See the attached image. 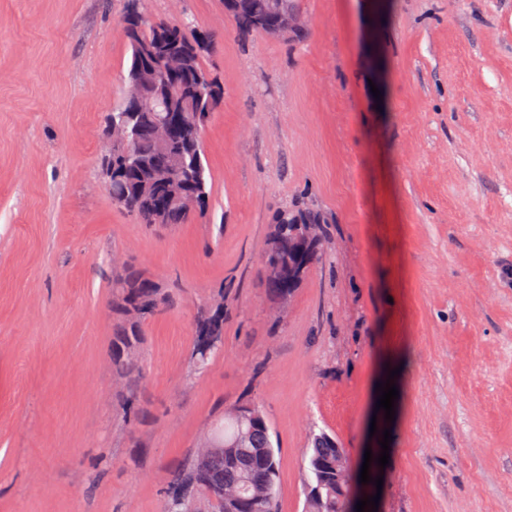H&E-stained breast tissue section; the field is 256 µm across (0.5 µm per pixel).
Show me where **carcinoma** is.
<instances>
[{"instance_id": "cac0c4a2", "label": "carcinoma", "mask_w": 512, "mask_h": 512, "mask_svg": "<svg viewBox=\"0 0 512 512\" xmlns=\"http://www.w3.org/2000/svg\"><path fill=\"white\" fill-rule=\"evenodd\" d=\"M224 6L237 23L254 31L271 25L278 11H297L296 0H224ZM121 26L131 52L126 79L152 75L156 82L153 95L157 106L149 109L125 98L107 117V121L117 125L135 126L133 152L152 159L150 169L131 163L112 166L114 204L142 224H185L203 216L209 205L210 190L202 149L186 138L170 153L157 152L153 123L160 113L171 110L185 113L189 125L202 128L211 112L218 108L220 84L203 64L205 56L214 48V38L208 32L189 33L183 26L162 20L141 19L130 11ZM195 44L200 45V50L187 55L186 66L176 78L184 94L169 100L161 89L169 80L165 71L167 53L175 48L186 51ZM173 182L198 197L197 209H184L172 201L170 184ZM304 225L310 226L319 248L304 270L307 274L322 260L324 228L319 213L299 206L284 212L283 220L273 225L268 241L290 239L301 232ZM112 287L122 293L121 302L116 305L121 313L139 304L143 316H152L171 302L137 272L125 273ZM139 340V327L131 323L118 331L112 349H124ZM216 427L219 431L211 441L219 446L234 443L236 447L212 453L205 460L196 454L189 457L173 478L161 512H197L196 505L200 501L206 503L209 512H279L278 451L264 411L255 405L252 414L240 418L226 412ZM343 452L345 449L335 436L312 433L310 476L306 486L308 512H351L348 506L350 487L338 491L333 481L336 455ZM227 487L238 492L231 501L223 494Z\"/></svg>"}]
</instances>
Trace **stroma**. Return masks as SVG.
<instances>
[{
  "mask_svg": "<svg viewBox=\"0 0 512 512\" xmlns=\"http://www.w3.org/2000/svg\"><path fill=\"white\" fill-rule=\"evenodd\" d=\"M127 7L0 0V512H160L241 401L270 420L280 512L307 510L314 427L355 467L391 429L382 488L359 490L378 512H512V0H297L288 41L224 0H140L215 38L210 208L185 224L138 223L99 174ZM297 204L324 218L323 259L281 302L262 256ZM128 269L173 304L119 380ZM389 379L391 422L373 417Z\"/></svg>",
  "mask_w": 512,
  "mask_h": 512,
  "instance_id": "stroma-1",
  "label": "stroma"
}]
</instances>
